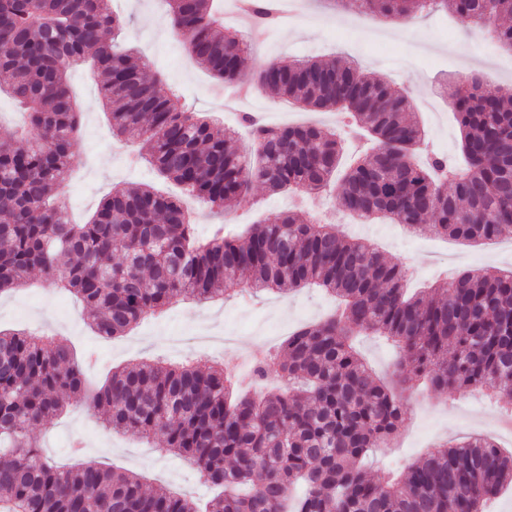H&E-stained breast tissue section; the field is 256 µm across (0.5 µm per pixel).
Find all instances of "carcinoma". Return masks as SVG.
Instances as JSON below:
<instances>
[{
    "label": "carcinoma",
    "mask_w": 512,
    "mask_h": 512,
    "mask_svg": "<svg viewBox=\"0 0 512 512\" xmlns=\"http://www.w3.org/2000/svg\"><path fill=\"white\" fill-rule=\"evenodd\" d=\"M111 0H0V92L26 115V148L0 141V295L38 269L74 293L97 335H126L177 300L217 294L289 293L315 285L338 300L254 362L257 381L283 386L251 396L222 363L138 362L86 386L70 345L0 330V512H199L196 501L97 463L65 468L48 458L33 426L67 407L106 411L114 431L160 433L165 449L221 489L205 512H486L512 485V452L487 436L439 445L397 478L373 479L365 457L396 433L394 394L424 378L437 394L481 390L512 400V271H465L407 295L403 264L337 225L290 211L241 234L197 239L179 199L150 185L117 190L76 224L57 202L80 112L68 70L89 62L112 135L149 145L165 181L221 212L251 185L319 194L362 222L386 218L465 242L512 234V94L480 75L447 89L460 152L418 160L423 132L410 98L341 60L272 62L248 72L244 37L220 26L213 0H166L169 24L192 58L226 86L246 82L297 106L346 113L368 145L345 157L341 134L314 125L273 127L250 114L254 149L192 111L134 50L105 38ZM359 17L408 22L443 12L512 51V0H333ZM256 29L281 17L280 0H251ZM123 259L112 261V253ZM370 332L398 349L380 380L352 339Z\"/></svg>",
    "instance_id": "carcinoma-1"
}]
</instances>
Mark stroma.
Returning <instances> with one entry per match:
<instances>
[{"label": "stroma", "instance_id": "stroma-1", "mask_svg": "<svg viewBox=\"0 0 512 512\" xmlns=\"http://www.w3.org/2000/svg\"><path fill=\"white\" fill-rule=\"evenodd\" d=\"M122 21L114 35L118 43L135 47L141 62L158 70L161 92L174 91L195 111L236 126L239 113H284L285 124L320 122L331 127L333 115L310 111L296 114V106L273 98L257 88L241 87L229 97L223 85L197 67L183 41L174 37L166 19L164 0H112ZM297 17L281 19L276 28L254 37L247 57L249 68L273 61L337 57L359 66L370 78L390 83L407 94L423 95L415 110L417 122L427 132L430 148L453 154L460 143L452 101L440 94L442 80H458L463 62L479 60L475 31L461 20L427 16L407 25L399 36H388L391 21L384 18L353 20L339 24V11L326 0H302ZM69 82L81 123L67 177V196L72 200L75 222H85L101 200L114 190L133 184H149L169 193L176 186L161 180L147 161L144 144H124L112 137L111 125L98 97V78L88 66L70 69ZM294 209L317 213L339 224L344 215L336 193L296 199L286 192H272L257 184L235 209L219 213L197 204L189 210L199 238L217 229L239 233L266 218ZM388 224H368L364 238L392 260L402 262L410 290H425L444 278L447 270H512V252L498 241L466 243L445 239L423 230L415 245L388 236ZM334 306V299L319 288H302L289 296L272 292L245 297L216 296L199 304L190 300L172 303L160 317L140 321L126 336L104 339L93 335L82 317L80 301L70 293L48 287L40 275L13 293L0 296V328L23 327L66 339L77 351L94 350L97 360L85 369L92 384L103 383L112 369L141 361L171 363L215 361L233 364L241 346L253 353L281 345L298 325L314 322ZM408 407L401 426L387 447L378 449L370 469L382 477L403 472L414 459L441 442L456 443L468 434L467 425L479 422L496 429L495 442L512 450V429L505 427L501 405L484 393L449 391L428 394L417 385L403 394ZM89 411L70 408L37 425L34 436L46 455L59 463H71L73 435L82 439V461L115 465L137 474L149 487H165L192 499L210 494L197 472L179 457L162 451L157 436L136 433L106 436L89 423Z\"/></svg>", "mask_w": 512, "mask_h": 512}]
</instances>
